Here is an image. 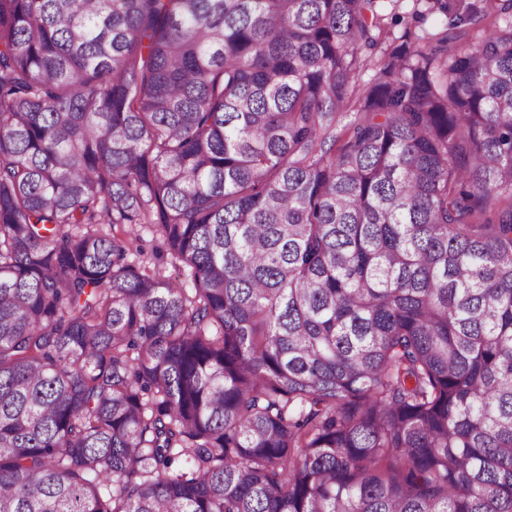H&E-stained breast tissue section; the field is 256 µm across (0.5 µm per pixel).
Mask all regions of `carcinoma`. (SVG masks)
I'll return each mask as SVG.
<instances>
[{
  "label": "carcinoma",
  "mask_w": 512,
  "mask_h": 512,
  "mask_svg": "<svg viewBox=\"0 0 512 512\" xmlns=\"http://www.w3.org/2000/svg\"><path fill=\"white\" fill-rule=\"evenodd\" d=\"M377 2L0 0V512H512V0ZM382 14H384L385 33L381 44L375 50V59L384 60L392 48L402 42H414L416 36L424 31H431L443 27L459 16H465L473 9L482 8L484 0H446L448 3L447 15L428 8L430 0H381ZM396 18V19H395ZM405 31H409L410 38L399 39ZM388 32V34L386 33ZM385 36V37H384ZM138 232L141 237V242L139 243L144 251L151 255L155 251H160L161 254L164 252V267H165V275L170 276L171 278H175L178 281L184 282L185 276L184 271H182V268H175L170 261L169 256L166 255L165 247L162 242V239L153 233L151 229H148L146 227L138 228ZM181 269V271L179 270Z\"/></svg>",
  "instance_id": "obj_1"
}]
</instances>
